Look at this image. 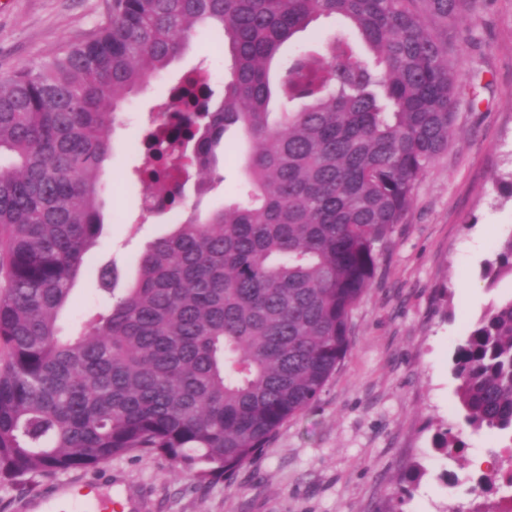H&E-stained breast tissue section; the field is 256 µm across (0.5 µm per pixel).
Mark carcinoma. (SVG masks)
I'll return each instance as SVG.
<instances>
[{
  "instance_id": "1",
  "label": "carcinoma",
  "mask_w": 512,
  "mask_h": 512,
  "mask_svg": "<svg viewBox=\"0 0 512 512\" xmlns=\"http://www.w3.org/2000/svg\"><path fill=\"white\" fill-rule=\"evenodd\" d=\"M465 0H110L87 40L0 78V485L143 453L202 483L228 480L309 409L352 346L351 316L414 188L448 148L456 101L448 25ZM349 22L324 51L281 67L316 19ZM229 48L224 101L190 112L169 143L192 177L214 171L231 127L246 137L240 199L207 213L184 184L151 212H188L148 243L124 294L61 337L84 256L101 236L104 163L126 99L197 26ZM194 100L174 96L154 111ZM142 180L169 155L152 129ZM512 274V236L483 277ZM464 424L512 442V298L456 347Z\"/></svg>"
}]
</instances>
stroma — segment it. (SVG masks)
<instances>
[{
  "instance_id": "35a3bbf8",
  "label": "stroma",
  "mask_w": 512,
  "mask_h": 512,
  "mask_svg": "<svg viewBox=\"0 0 512 512\" xmlns=\"http://www.w3.org/2000/svg\"><path fill=\"white\" fill-rule=\"evenodd\" d=\"M109 0H0V77L34 67L64 45L85 41L106 19ZM465 20L448 28V59L461 73L447 150L419 180L403 224L380 252L375 277L352 315V347L319 400L288 420L252 463L205 486L170 460L130 453L94 470L103 489L132 500L135 512H494L504 485H479L487 458L502 479L512 450L498 435L464 431L446 455L436 433L461 422L451 372L456 345L491 306L512 297V275L495 285L483 264L512 235V0H467ZM227 48L198 27L168 70L128 98L104 178V227L62 311V335L80 328L100 300L96 267L113 263L115 288L137 277L147 243L172 228L169 216L141 218L153 187L130 148L156 102L186 71L206 67L224 97ZM246 142L226 139L214 189L187 194L209 211L238 196ZM82 470L37 474L0 487V512H26L51 486L85 478Z\"/></svg>"
}]
</instances>
